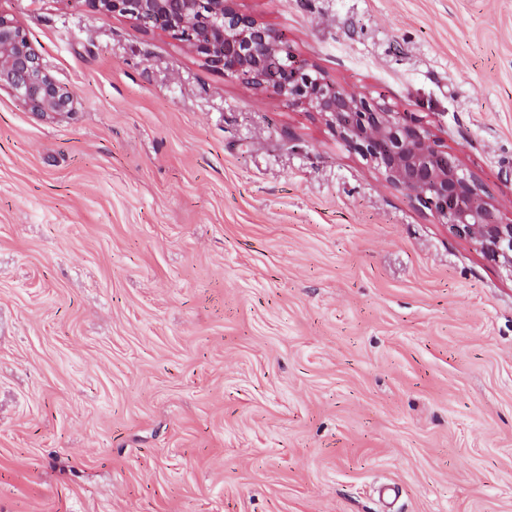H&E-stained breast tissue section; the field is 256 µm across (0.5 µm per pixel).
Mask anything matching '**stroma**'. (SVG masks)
Returning a JSON list of instances; mask_svg holds the SVG:
<instances>
[{
  "label": "stroma",
  "mask_w": 512,
  "mask_h": 512,
  "mask_svg": "<svg viewBox=\"0 0 512 512\" xmlns=\"http://www.w3.org/2000/svg\"><path fill=\"white\" fill-rule=\"evenodd\" d=\"M512 217V0H239ZM0 512H512V272L312 112L0 0ZM10 89L37 112H69L73 97L48 74L26 32L0 15V88Z\"/></svg>",
  "instance_id": "obj_1"
}]
</instances>
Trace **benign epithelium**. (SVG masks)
Instances as JSON below:
<instances>
[{
  "mask_svg": "<svg viewBox=\"0 0 512 512\" xmlns=\"http://www.w3.org/2000/svg\"><path fill=\"white\" fill-rule=\"evenodd\" d=\"M160 31L206 65L253 91L317 113L340 140L407 190L458 236L475 242L512 272V220L498 215L478 179L429 129L364 93L348 92L299 59L285 36L243 12L237 0H82ZM38 112H69L73 97L48 74L26 32L0 15V88Z\"/></svg>",
  "mask_w": 512,
  "mask_h": 512,
  "instance_id": "7a95c632",
  "label": "benign epithelium"
}]
</instances>
